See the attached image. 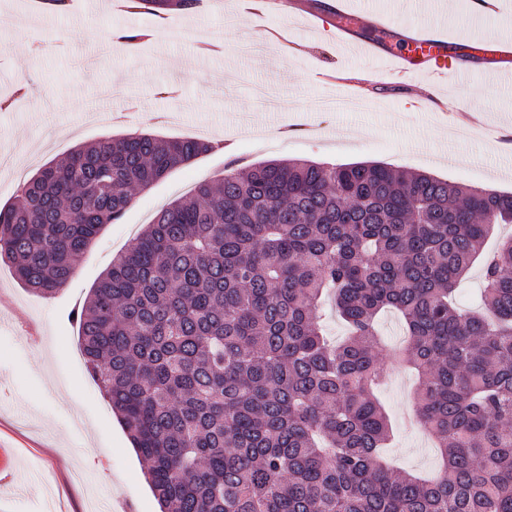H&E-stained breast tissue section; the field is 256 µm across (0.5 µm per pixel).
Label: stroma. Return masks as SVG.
I'll list each match as a JSON object with an SVG mask.
<instances>
[{
	"label": "stroma",
	"instance_id": "35a3bbf8",
	"mask_svg": "<svg viewBox=\"0 0 512 512\" xmlns=\"http://www.w3.org/2000/svg\"><path fill=\"white\" fill-rule=\"evenodd\" d=\"M114 0H74L49 13L39 0H0V99L29 88L23 109L0 111V133L11 155L30 158L0 173L6 203L45 163L75 147L112 136L151 132L203 138L215 149L174 168L137 194L119 223L105 225L67 284L44 298L22 288L0 263V512H159L112 408L92 379L71 313L90 288L173 201L204 180H218L230 156L247 165L268 159L329 164L377 161L428 172L468 186L512 191V153L502 152L487 127H512V88L474 65L439 93L406 81L380 87L370 69L387 62L356 48L338 49L330 35L310 28L307 13L321 0H285L267 24L298 51L266 45L243 55L236 45L254 34L240 0H211L207 9L180 12L170 22L180 41L147 12L118 9ZM353 17L376 12L389 20L378 45H393L405 30L435 23L449 36H512V0L498 20L474 22L468 0H348ZM118 28L149 29L142 46H104ZM339 69L358 107L337 105L335 87L318 85L322 69ZM168 87L165 95L157 87ZM466 101L483 116L474 131H450L445 112ZM387 375L379 395L396 432L388 454L398 466L432 472L433 442L413 420V373L400 352L406 344L396 314L379 323Z\"/></svg>",
	"mask_w": 512,
	"mask_h": 512
}]
</instances>
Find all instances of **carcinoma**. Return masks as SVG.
I'll return each instance as SVG.
<instances>
[{
  "label": "carcinoma",
  "instance_id": "carcinoma-1",
  "mask_svg": "<svg viewBox=\"0 0 512 512\" xmlns=\"http://www.w3.org/2000/svg\"><path fill=\"white\" fill-rule=\"evenodd\" d=\"M212 149L141 133L49 162L0 205V259L56 293L136 193ZM498 224L512 193L378 162L259 161L161 210L74 313L161 512H512V240L483 251ZM477 264L482 311L463 313L454 287ZM326 290L348 328L336 347ZM386 309L406 326L432 478L381 456Z\"/></svg>",
  "mask_w": 512,
  "mask_h": 512
}]
</instances>
